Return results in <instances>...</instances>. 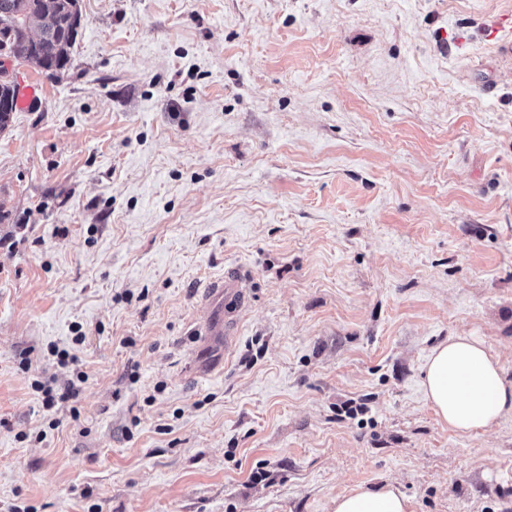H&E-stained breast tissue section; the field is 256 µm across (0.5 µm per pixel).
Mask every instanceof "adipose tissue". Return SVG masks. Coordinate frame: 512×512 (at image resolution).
Segmentation results:
<instances>
[{
  "label": "adipose tissue",
  "instance_id": "1",
  "mask_svg": "<svg viewBox=\"0 0 512 512\" xmlns=\"http://www.w3.org/2000/svg\"><path fill=\"white\" fill-rule=\"evenodd\" d=\"M424 391L440 418L459 435L487 429L512 416V381L498 356L474 336L436 346L425 365ZM333 512H413L397 487L359 485L332 501Z\"/></svg>",
  "mask_w": 512,
  "mask_h": 512
}]
</instances>
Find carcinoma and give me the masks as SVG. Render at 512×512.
I'll use <instances>...</instances> for the list:
<instances>
[{
  "mask_svg": "<svg viewBox=\"0 0 512 512\" xmlns=\"http://www.w3.org/2000/svg\"><path fill=\"white\" fill-rule=\"evenodd\" d=\"M79 0H54L50 9L42 0H0V56L16 61L29 59L21 42L22 30L30 25L39 36V53L49 63L47 76L61 74L71 61L78 33L72 29L71 6Z\"/></svg>",
  "mask_w": 512,
  "mask_h": 512,
  "instance_id": "1",
  "label": "carcinoma"
}]
</instances>
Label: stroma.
Returning a JSON list of instances; mask_svg holds the SVG:
<instances>
[{
    "label": "stroma",
    "instance_id": "stroma-1",
    "mask_svg": "<svg viewBox=\"0 0 512 512\" xmlns=\"http://www.w3.org/2000/svg\"><path fill=\"white\" fill-rule=\"evenodd\" d=\"M80 5L0 132V512H512V417L456 435L423 387L460 334L512 380V0ZM208 298H218L224 303V320L217 326H207L206 336H221L224 349H228L236 336V323L232 318L234 312L243 308L248 302L246 281L235 273L228 272L224 280L214 282L208 288ZM31 386L35 392L41 394L43 406L48 410L54 409L57 406L59 409L63 403L67 402L70 398H73L78 391L75 388L74 383L70 384L66 391L61 394L56 393L47 382L40 380H34L31 383ZM333 512H413L410 497L392 484L358 485L332 501Z\"/></svg>",
    "mask_w": 512,
    "mask_h": 512
}]
</instances>
